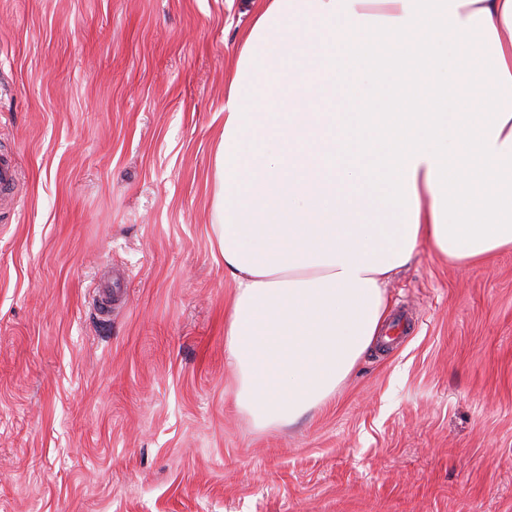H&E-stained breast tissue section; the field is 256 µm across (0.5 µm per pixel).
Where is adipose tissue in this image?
Masks as SVG:
<instances>
[{
    "instance_id": "obj_1",
    "label": "adipose tissue",
    "mask_w": 512,
    "mask_h": 512,
    "mask_svg": "<svg viewBox=\"0 0 512 512\" xmlns=\"http://www.w3.org/2000/svg\"><path fill=\"white\" fill-rule=\"evenodd\" d=\"M270 0L224 104L212 233L224 358L258 429L326 404L420 245L512 249V0ZM348 85L365 107L325 112Z\"/></svg>"
}]
</instances>
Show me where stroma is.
Returning <instances> with one entry per match:
<instances>
[{
  "label": "stroma",
  "mask_w": 512,
  "mask_h": 512,
  "mask_svg": "<svg viewBox=\"0 0 512 512\" xmlns=\"http://www.w3.org/2000/svg\"><path fill=\"white\" fill-rule=\"evenodd\" d=\"M262 6L0 0V512H512L511 251L420 246L330 403L235 404L213 146ZM16 184V170L12 159L0 153V200L3 205L6 201L13 202Z\"/></svg>",
  "instance_id": "1"
}]
</instances>
